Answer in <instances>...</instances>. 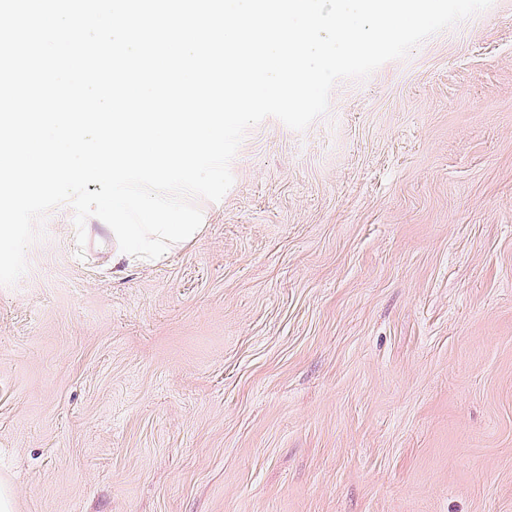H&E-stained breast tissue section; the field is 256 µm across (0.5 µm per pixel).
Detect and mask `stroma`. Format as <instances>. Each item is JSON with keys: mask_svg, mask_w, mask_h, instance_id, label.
I'll return each instance as SVG.
<instances>
[{"mask_svg": "<svg viewBox=\"0 0 512 512\" xmlns=\"http://www.w3.org/2000/svg\"><path fill=\"white\" fill-rule=\"evenodd\" d=\"M230 169L164 261L63 205L0 285L12 512H512V0Z\"/></svg>", "mask_w": 512, "mask_h": 512, "instance_id": "35a3bbf8", "label": "stroma"}]
</instances>
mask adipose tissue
Wrapping results in <instances>:
<instances>
[{"instance_id":"adipose-tissue-1","label":"adipose tissue","mask_w":512,"mask_h":512,"mask_svg":"<svg viewBox=\"0 0 512 512\" xmlns=\"http://www.w3.org/2000/svg\"><path fill=\"white\" fill-rule=\"evenodd\" d=\"M112 208L116 211L134 208L150 216L146 224L113 225L112 242L121 259L147 255L157 261L163 260L171 249L195 241L202 230L201 225L180 224L167 214L156 211L154 202L145 196L113 198Z\"/></svg>"}]
</instances>
